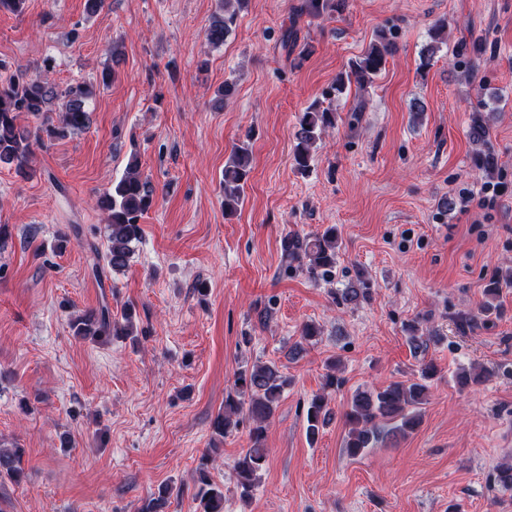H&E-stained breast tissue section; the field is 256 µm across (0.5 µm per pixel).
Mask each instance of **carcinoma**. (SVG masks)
<instances>
[{
  "label": "carcinoma",
  "mask_w": 512,
  "mask_h": 512,
  "mask_svg": "<svg viewBox=\"0 0 512 512\" xmlns=\"http://www.w3.org/2000/svg\"><path fill=\"white\" fill-rule=\"evenodd\" d=\"M245 0H223L224 16L216 17L207 30V40L212 45L224 43V38L235 26L238 10ZM394 42L390 34L382 31L364 54L353 61L348 70L336 75L325 96L334 99L347 95L352 87L360 88L371 81L385 65L386 56L393 50ZM65 102L61 111L60 124H54L47 116V107L58 96ZM89 90L81 85L69 87L60 92L48 77L37 73L12 75L0 82V163L13 165L18 172H25L32 160V141L41 140V134L49 138L62 137L68 131L83 130L91 123L90 112L85 100ZM28 113L43 122L36 132H31L18 124V117ZM336 112L330 107L318 104L310 106L299 119V129L295 132L296 144L293 150L295 168L304 173L313 160L312 149L326 129L335 126ZM468 136L476 146L473 153V166L483 175H489L498 166V157L487 149L490 127L482 107L470 114ZM252 153L248 144L235 148L224 166V210L234 209L244 193L251 173ZM154 190L149 179L139 167L137 159H132L126 173L112 185V190L97 199V207L106 215L108 237L106 259L116 270L125 269L134 253V247L142 237L141 219L151 209ZM339 240L336 228L328 227L321 233L300 237L287 234L282 239V253L290 262H297L306 268L308 274L328 278L336 270ZM362 287L347 288L336 294V304L346 306L359 298L367 297L369 283L360 280ZM512 286V267L498 272L485 289L487 300L481 313L490 315L496 310L495 301L500 289ZM74 336L85 339H107L111 336H129L133 333V310L124 309L121 320L112 318L108 309L87 312L70 321ZM436 372L433 363L421 369L418 381H394L374 391H356L348 404L344 417L349 426L344 448L351 457L362 455L386 439L405 437L415 432L421 422L420 405L428 391L425 380ZM288 376L274 364L256 365L237 374L234 389L238 397L231 395L224 400V410L212 422L216 434L226 436L238 429L242 418L251 423L249 429L250 448L246 449L236 465L237 484L241 497L247 498L256 484L258 473L267 464V449L264 448L267 424L277 408L284 389L288 386ZM341 380L333 373L326 374L325 392L314 396L306 410V435L315 441L320 429L331 415L326 391L333 390ZM24 476V452L19 447L0 448V479L19 483ZM195 484L198 486L196 498L199 512H224V487L215 483L210 473L199 468ZM173 486H158L141 506L140 512H167Z\"/></svg>",
  "instance_id": "obj_1"
}]
</instances>
